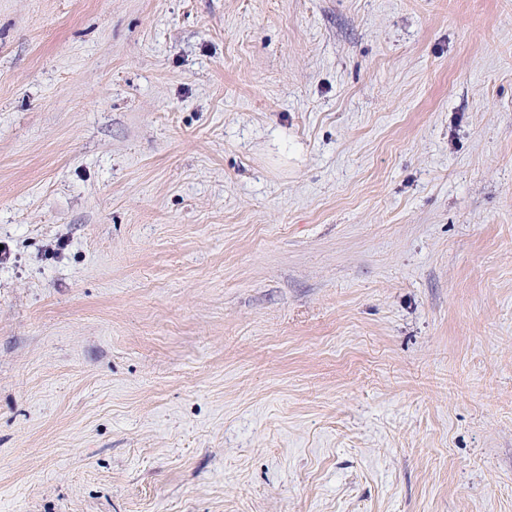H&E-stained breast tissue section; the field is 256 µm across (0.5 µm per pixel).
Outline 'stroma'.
Segmentation results:
<instances>
[{"label": "stroma", "mask_w": 512, "mask_h": 512, "mask_svg": "<svg viewBox=\"0 0 512 512\" xmlns=\"http://www.w3.org/2000/svg\"><path fill=\"white\" fill-rule=\"evenodd\" d=\"M0 512H512V0H0Z\"/></svg>", "instance_id": "obj_1"}]
</instances>
